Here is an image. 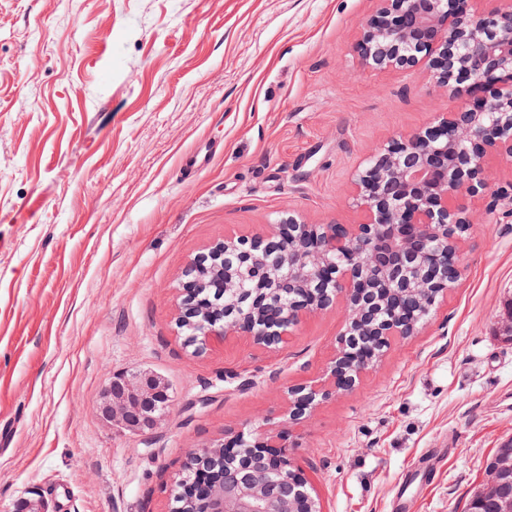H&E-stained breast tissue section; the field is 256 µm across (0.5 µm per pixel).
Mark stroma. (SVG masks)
Masks as SVG:
<instances>
[{"mask_svg": "<svg viewBox=\"0 0 512 512\" xmlns=\"http://www.w3.org/2000/svg\"><path fill=\"white\" fill-rule=\"evenodd\" d=\"M378 0H0V512H171L191 450L278 424L345 311L278 352L176 325L185 266L288 212L357 224L351 174L458 99L355 51ZM461 276L418 335L293 425L324 512H465L512 440V214L466 199ZM174 405L106 423L114 374ZM432 483L401 499L422 457ZM173 405L167 383L147 372L118 373L102 394L101 417L131 432L155 429Z\"/></svg>", "mask_w": 512, "mask_h": 512, "instance_id": "1", "label": "stroma"}]
</instances>
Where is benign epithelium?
Here are the masks:
<instances>
[{"mask_svg": "<svg viewBox=\"0 0 512 512\" xmlns=\"http://www.w3.org/2000/svg\"><path fill=\"white\" fill-rule=\"evenodd\" d=\"M475 0H380L365 23L356 52L374 68L424 70L461 98L455 112L438 114L425 128L389 139L353 173L359 224H307L295 212L247 238H226L191 262L181 283L180 329L192 327L207 344L244 334L272 352L306 317L341 305L346 324L336 359L323 385L288 389V423L309 414L318 401L353 387L379 355L352 366L346 337L361 330L374 346L415 334L422 321L378 318L381 305L406 294L430 311L460 275L469 211L448 198L480 196L488 189L483 159L489 152L512 161V9L479 14ZM256 283L252 299L219 305L233 293L240 267ZM173 405L167 383L147 372L119 373L102 394L101 417L131 432L155 429ZM245 447L266 454L281 477L278 487L241 467L207 491L200 512H267L261 504L306 499L323 512L306 465L293 457L292 435L239 428L224 442L202 446L190 457L206 460L216 448ZM479 498L499 499L512 512V448L499 449Z\"/></svg>", "mask_w": 512, "mask_h": 512, "instance_id": "obj_1", "label": "benign epithelium"}]
</instances>
